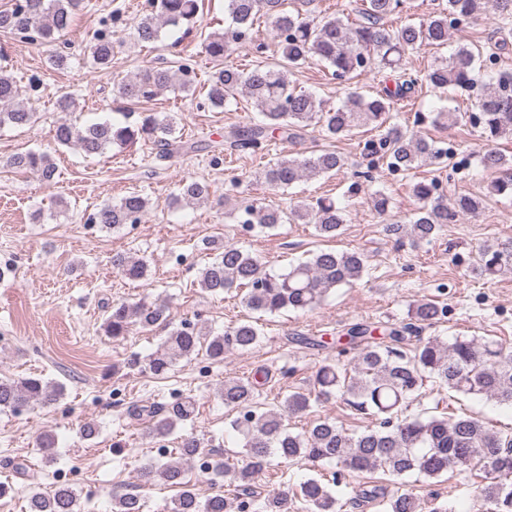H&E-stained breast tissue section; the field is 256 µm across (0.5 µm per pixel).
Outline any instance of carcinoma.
<instances>
[{
    "instance_id": "1",
    "label": "carcinoma",
    "mask_w": 512,
    "mask_h": 512,
    "mask_svg": "<svg viewBox=\"0 0 512 512\" xmlns=\"http://www.w3.org/2000/svg\"><path fill=\"white\" fill-rule=\"evenodd\" d=\"M284 2L224 0V13L230 23L224 32L204 41V51L217 62V68L196 108L222 111L243 93L254 100L260 113V118L251 119L228 135L230 148L264 156L269 153L272 140L297 139L310 127L332 139L370 125L384 129V133L378 140L366 143L367 155L385 161L393 171H408L422 159L446 154V150L408 128L390 123L391 105L409 97L423 84L433 91L453 86L475 94V111L468 114V120L481 128L486 142L512 133V72L498 69L497 53L484 54L461 45L452 56L438 60L422 73L402 67L409 52L448 45L451 32L472 23L485 5L495 14L500 28L511 27L512 0H445V6L429 18L395 30L386 20L410 9V0H362L359 23L353 26L337 17L318 20L295 15L283 9ZM79 6L80 0H12L9 7L0 9V32L23 33L42 44H52L72 28ZM201 8L203 0H148V9L136 25L137 42L156 43L165 27L189 32L188 26ZM260 16L271 21L284 64L274 69L258 63L245 71L224 63L241 45L248 46L256 57L265 56L268 44L253 36ZM113 50L112 33L97 35L90 47L93 64L109 67ZM313 59L326 64L331 79L339 85L381 68L396 74L395 88H386L375 98L351 93L341 106L329 107L313 94L290 87L289 69ZM192 75L193 69L187 64L175 72L151 67L123 81L119 94L136 103L165 88L193 92ZM122 116L121 121L103 120L84 126L64 119L54 129V143L75 145L87 157L139 141L152 143L161 158L194 149L175 136V121L169 115L142 112L136 117L124 112ZM33 118L34 113L20 101L16 80L1 69L0 127L28 126ZM479 163L485 170L501 173L489 185V194L512 196V159L487 147L479 154ZM9 164L20 171L37 172L49 187L55 183L56 166L46 151L18 153ZM343 166L344 159L334 151L303 159L280 156L269 160L261 178L273 188H289L302 178L338 171ZM412 192L419 206L409 226L386 224L384 231L399 240L407 236L414 245L430 240L442 225L476 214L482 205L481 199L462 195L450 208L448 199L433 182H417ZM209 197L208 184L185 181L173 202L190 204ZM148 207L147 198L131 194L100 207L88 223L102 230L137 224ZM237 220L248 227L258 224L267 229L288 223L311 224L319 236L333 239L340 235L346 214L336 200L321 197L288 212L251 203L238 211ZM367 262V255L359 249H321L287 273L274 275L266 272L252 253L224 245L202 269L199 285L212 294L247 288L243 303L254 313L306 311L320 304L331 291L358 281ZM112 267L129 280L148 277L146 262L127 253L114 254ZM504 270H512V239L484 245L474 267L476 275L485 279ZM443 316L438 303L425 299L415 303L408 319L399 323L351 325L346 332L349 343L360 347L353 371H341L336 363L328 361L318 368L313 389L295 391L280 405L259 401L262 386L268 382V372L264 370L246 381L225 380L218 397L225 408L237 413L232 428L241 439V463L230 464L218 458L212 461L209 472L234 487L233 496L217 493L202 499L186 479L185 465L205 455L203 442L192 433L180 437L177 456L144 467L141 479L148 483L159 478L179 489L169 512H293L297 501L302 502L306 512H337L341 476L380 469L391 485H364L358 500L378 502L384 512H420L422 506L413 492L414 483L422 478L438 479L454 470H468L480 479L478 497L485 512H512L511 433L493 431L469 414L450 416L443 412L413 418L402 415V406L420 395L428 379L450 392L484 396L512 407V351L494 339L457 336L448 344L437 336H421L424 327ZM169 324L165 307L140 300L107 308L102 327L106 336L119 340L135 326L150 329ZM261 336V324L256 320L247 319L215 335L195 324L182 323L169 332L155 352L143 360L134 358L132 365L160 376L177 361L189 360L202 350L214 362L223 361L229 350H252ZM62 392L60 384L40 377L0 378V410L17 412L33 404L48 406L56 403ZM313 401L342 402L374 417L377 426L351 433L332 420L319 419L302 433L291 432L288 420L305 413ZM136 412L148 418V436L159 439L171 434L178 423L193 419L196 402L188 396L168 404L164 411L143 406ZM276 460L289 464L321 461L335 466L336 471L329 482L307 478L259 500L253 495L252 486L257 477L272 469ZM143 508L138 496H113L112 512H143ZM27 509L78 512V494L65 484L47 494L33 490Z\"/></svg>"
}]
</instances>
